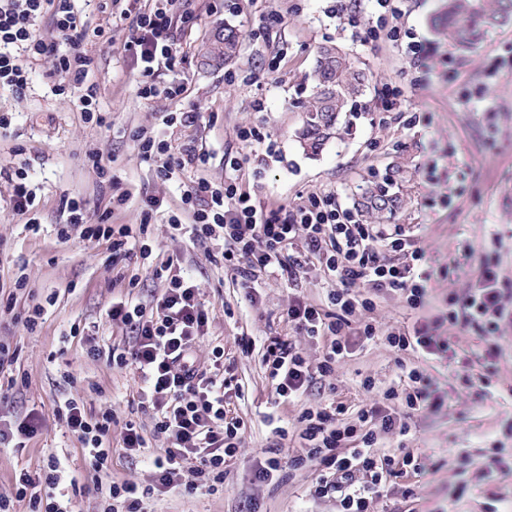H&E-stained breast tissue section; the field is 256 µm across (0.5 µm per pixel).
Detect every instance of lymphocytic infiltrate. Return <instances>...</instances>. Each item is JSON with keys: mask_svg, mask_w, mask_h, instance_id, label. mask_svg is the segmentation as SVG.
<instances>
[{"mask_svg": "<svg viewBox=\"0 0 512 512\" xmlns=\"http://www.w3.org/2000/svg\"><path fill=\"white\" fill-rule=\"evenodd\" d=\"M175 3L156 0L151 10L132 20V34L124 50L139 65V98H176L184 92L182 86L162 89L150 80L154 68H172L180 61ZM376 4L381 10L378 24L364 31L363 41L406 40L415 69L429 72V49L416 40L413 30L397 25L403 0H376ZM46 15L52 19L48 36L39 29ZM91 35L102 38L106 31L101 27L87 30L74 0H0V88L23 94L31 80L30 62L50 60L51 73L59 78L55 94L74 100L87 120L103 124L98 86L92 79L97 62L80 48ZM63 41L70 44V51L60 50ZM137 147L144 160L154 163L157 178L182 185L181 201L192 224L183 226L181 218L172 214L167 218L170 228H189L198 240H223L221 259L225 268L234 271V280L247 299H254L261 274L279 275L292 285L311 261L323 266L333 284L326 307L296 296L287 310L288 323L297 336L323 340L321 361L310 364L294 340L279 337L270 338L263 354L279 398H302L317 380L332 375L337 362L353 354L358 344L377 337L378 329L368 314L379 294L398 295L415 316L410 326L386 335L390 345L419 356L418 363L405 371L406 385L379 392L372 378H364L361 386L372 399L351 417L340 402L305 408L298 419L300 453L260 461L256 480L272 483L286 471L313 467L317 472L315 495L335 496L340 512H368L371 499L386 492L395 479L411 476L424 480L428 469L421 449H404L398 459L381 456L375 451L378 435H409L415 415L440 407L441 400L427 373L428 364L449 349L437 334L440 324L491 336L501 323L512 319V310L503 303L512 288L500 280L495 263L483 261L476 287L465 298L449 299L446 311L432 320L423 313L432 277L422 266L425 253L418 245L423 225L406 229L364 223L360 212L342 207L332 192L309 195L289 209L266 210L241 188L237 158L225 157L224 181L216 184L196 176V169L205 167L210 155L194 142L175 148L164 137L142 135ZM128 200L124 192L111 195L92 219L83 199L63 197L61 208L67 215V226L59 230V239H68L70 228L77 227L86 240L108 241L113 261L133 256L148 260L152 255L148 224L133 229L112 221L115 211ZM153 274L165 281L154 312L129 299L113 303L107 311L111 321L124 326L127 347L103 351L98 326L81 330L89 357L104 356L110 364L134 372L140 383L138 405L150 414L153 423L148 437L131 422L121 433L124 449L151 467V482L143 485L127 479L109 484L100 498V512H144L145 500L181 485L189 490L203 487L212 494L223 492L224 470L241 447L246 429L243 420L225 407L231 380L222 372L223 348L212 350L214 372L196 368L192 359L193 346L207 336L210 322L209 309L200 300L193 279L170 259L156 263ZM56 414L77 436L92 469H106L112 455L111 412L87 415L79 400L71 397L59 403ZM152 437L165 440L161 454L148 453ZM64 473L60 458L52 455L42 472L20 471L13 497L0 496V512H12L15 499L28 501L30 512H72L70 501L60 491Z\"/></svg>", "mask_w": 512, "mask_h": 512, "instance_id": "obj_1", "label": "lymphocytic infiltrate"}]
</instances>
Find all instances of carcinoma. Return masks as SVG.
Masks as SVG:
<instances>
[{"label":"carcinoma","mask_w":512,"mask_h":512,"mask_svg":"<svg viewBox=\"0 0 512 512\" xmlns=\"http://www.w3.org/2000/svg\"><path fill=\"white\" fill-rule=\"evenodd\" d=\"M508 23H512V0H445L431 26L449 47L468 51L485 29ZM240 38L231 25L216 31L201 54V65L219 67L232 62L239 53ZM311 79L314 89L303 104L305 117L297 138L305 151L316 154L329 141L350 135L348 117L363 110L368 75L340 47L325 44L316 52ZM396 185L398 182L390 179L386 184L359 189L356 208L369 219L394 210L401 200Z\"/></svg>","instance_id":"cac0c4a2"}]
</instances>
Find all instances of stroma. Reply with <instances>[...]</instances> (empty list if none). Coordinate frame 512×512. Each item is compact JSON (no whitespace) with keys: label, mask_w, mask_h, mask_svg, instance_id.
<instances>
[{"label":"stroma","mask_w":512,"mask_h":512,"mask_svg":"<svg viewBox=\"0 0 512 512\" xmlns=\"http://www.w3.org/2000/svg\"><path fill=\"white\" fill-rule=\"evenodd\" d=\"M153 5L154 0L77 4L88 28L100 26L112 36L108 42L84 44L98 63L93 79L100 87L105 125L86 121L82 112L53 95L48 61L33 62V82L25 95L0 89V111L12 116L11 126L0 132V169L13 166L15 150H22L35 193L30 213L14 212L8 204L11 186L0 177V286L11 285L18 275L27 282L13 309H0V342L18 356L12 371L0 374V418L13 420L32 410L45 418L43 433L26 448L0 450V494H12L16 472L38 471L52 454L66 460L75 478L62 487L75 512H97L98 481L151 478L147 467L126 455L119 437L130 420L152 427L150 415L137 408V379L129 369L88 357L85 344L71 333L72 327L94 323L102 345L126 346L123 326L110 321L107 310L130 296L150 304L164 289L136 260L128 270L138 274L139 283L128 288L117 280L106 244L82 239L79 230H72L68 241L58 239L57 229L66 221L61 197H83L93 211L104 192L86 157L93 150L118 180L119 191L130 195L113 223L138 226L146 198L162 200L149 228L153 253L177 259L211 309L209 334L193 348L196 365L211 369L213 347H223L224 365L244 390L243 397L228 398L231 412L243 418L247 430L223 493L177 487L146 502V512H339L334 498L313 496V471L291 472L274 485L254 480V466L265 452L286 458L296 451L294 439L273 435L264 417L273 414L296 425L305 404L331 396V385L336 388L332 395L353 413L365 398L364 377L374 378L381 390L404 384L402 367L413 354L391 347L384 334L410 325L411 312L397 296L377 298L372 318L380 338L339 363L326 377L325 388H312L304 402L278 399L262 364L264 342L275 336L294 339L311 362L319 361L322 342L295 336L286 311L295 291L311 304H326L328 284L321 267L309 266L294 290L280 276L265 277L256 301H248L230 272L211 259L222 251L223 241L199 243L169 227V213L182 207L180 189L156 178L139 154L135 135L162 132V115L194 108L205 122L171 130L173 143L192 140L209 150L212 158L202 174L215 183L224 180L225 155L237 157L244 188L268 208L295 206L309 194L329 191L349 207L358 187L399 176L404 203L382 221L424 225L423 247L433 272L428 310L437 315L448 297L468 293L484 255L495 258L501 277L512 282V72L488 77L494 58L512 56V24L489 28L476 48L453 53L429 27L442 0H405L399 26L414 29L435 52L429 85L418 89L405 44L360 42L337 17L336 0H191L192 18L178 36L181 64L160 68L152 77L160 87L183 84L184 92L175 99L144 100L136 95L138 70L123 45L131 35L129 16ZM223 24L241 33L237 59L225 70L201 67V48ZM326 43L342 47L374 80L364 111L353 120L352 135L327 143L313 156L301 148L296 132L302 125L301 104L311 93L306 76L317 47ZM229 72L234 81L226 80ZM387 85L402 91L393 112L383 109ZM251 126L264 128L272 150L239 139V130ZM38 302L45 311L32 330L25 318ZM439 334L450 349L447 359L430 370L443 403L418 420L429 469L420 498L404 497L409 484L404 477L373 500L370 512H512V468L489 483L480 478L490 457L512 461V323L502 324L489 338L449 324ZM490 344L501 358L485 389L479 378ZM64 396L82 400L92 415L111 411L108 471H93L77 437L58 419L55 403Z\"/></svg>","instance_id":"obj_1"}]
</instances>
